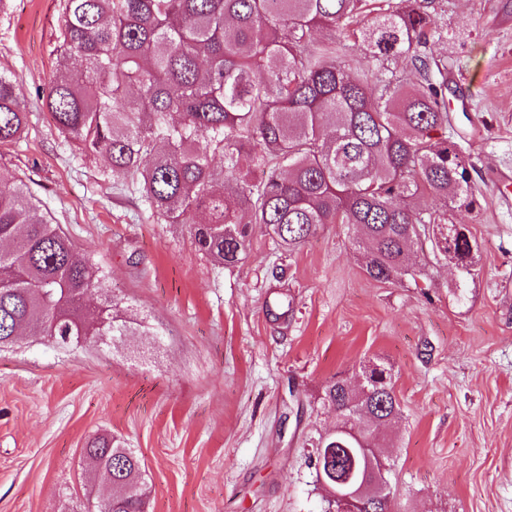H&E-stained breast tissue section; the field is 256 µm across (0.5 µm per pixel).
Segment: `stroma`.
<instances>
[{
  "instance_id": "35a3bbf8",
  "label": "stroma",
  "mask_w": 512,
  "mask_h": 512,
  "mask_svg": "<svg viewBox=\"0 0 512 512\" xmlns=\"http://www.w3.org/2000/svg\"><path fill=\"white\" fill-rule=\"evenodd\" d=\"M437 4L433 52L479 201L448 220L468 225L480 271L465 282L443 262L390 284L365 275L345 224L286 257L257 224L237 267L203 256L54 126L42 92L62 0H0V70L28 112L0 164L152 330L0 348V512L99 500L82 449L103 433L143 459L149 512H328L323 388L373 362L401 405L380 450L391 512H512V0Z\"/></svg>"
}]
</instances>
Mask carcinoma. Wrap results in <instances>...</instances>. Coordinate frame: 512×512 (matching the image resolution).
I'll list each match as a JSON object with an SVG mask.
<instances>
[{
    "instance_id": "cac0c4a2",
    "label": "carcinoma",
    "mask_w": 512,
    "mask_h": 512,
    "mask_svg": "<svg viewBox=\"0 0 512 512\" xmlns=\"http://www.w3.org/2000/svg\"><path fill=\"white\" fill-rule=\"evenodd\" d=\"M59 68L46 95L61 135L107 178L136 190L166 224H186L197 250L226 268L263 224L292 252L324 224L360 229L362 270L418 282L431 259L477 272L478 250L428 195L474 210L473 165L448 139L445 66L435 0H63ZM378 63L354 66L351 47ZM402 59L416 80L397 75ZM27 126L0 72V147ZM134 318L105 275L80 256L0 167V347L27 334L60 347L128 335ZM322 403L336 430L315 444L336 483L346 449L381 447L400 414L392 375ZM109 493L87 512H146L145 467L109 435L86 442Z\"/></svg>"
}]
</instances>
